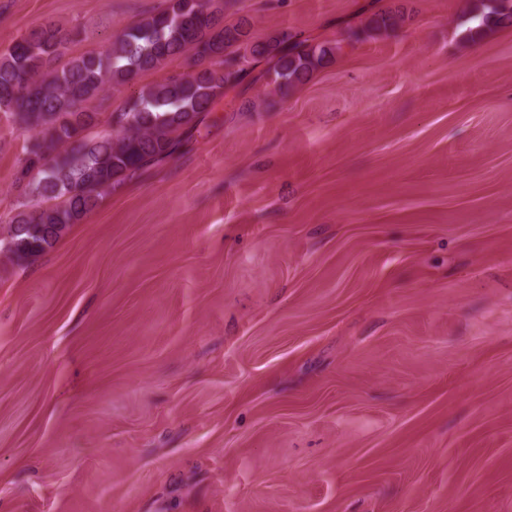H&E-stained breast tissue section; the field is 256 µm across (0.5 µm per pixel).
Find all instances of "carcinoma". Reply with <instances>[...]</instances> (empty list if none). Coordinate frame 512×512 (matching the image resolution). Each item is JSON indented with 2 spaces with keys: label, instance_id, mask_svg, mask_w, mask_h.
<instances>
[{
  "label": "carcinoma",
  "instance_id": "obj_1",
  "mask_svg": "<svg viewBox=\"0 0 512 512\" xmlns=\"http://www.w3.org/2000/svg\"><path fill=\"white\" fill-rule=\"evenodd\" d=\"M401 12L365 0L359 17L339 18L348 44L394 30ZM466 37L512 26V0H476ZM71 34L53 22L33 28L0 53V112L30 133L14 184L33 201L0 215V235L20 264L41 255L79 223L99 198L189 149L219 103L227 109L258 82L288 91L342 51L305 29L258 38L245 21L224 24V0H169L98 54L65 58ZM186 55L190 72L142 89L109 113L110 132L93 134L101 113L90 106L106 85L122 86Z\"/></svg>",
  "mask_w": 512,
  "mask_h": 512
}]
</instances>
